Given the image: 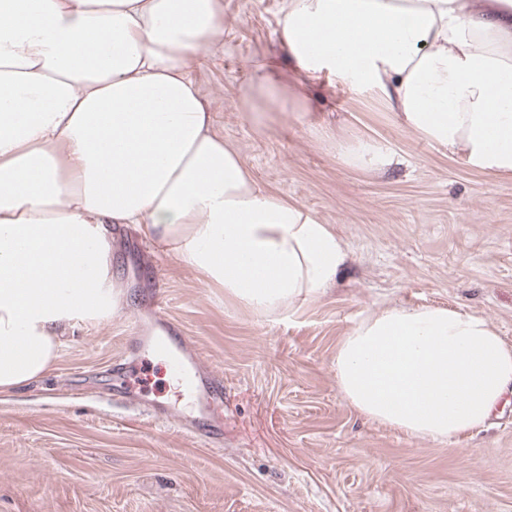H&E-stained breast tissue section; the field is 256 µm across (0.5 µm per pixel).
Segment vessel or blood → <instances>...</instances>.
<instances>
[{"instance_id":"b4317fda","label":"vessel or blood","mask_w":512,"mask_h":512,"mask_svg":"<svg viewBox=\"0 0 512 512\" xmlns=\"http://www.w3.org/2000/svg\"><path fill=\"white\" fill-rule=\"evenodd\" d=\"M154 313L155 322L151 327L135 323L131 350L165 352L171 360L173 372L187 381L199 408H206L211 401L222 398L223 378L202 369L197 351L185 336L179 335L177 326L165 318L162 307H155Z\"/></svg>"}]
</instances>
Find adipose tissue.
Returning a JSON list of instances; mask_svg holds the SVG:
<instances>
[{"label": "adipose tissue", "instance_id": "adipose-tissue-1", "mask_svg": "<svg viewBox=\"0 0 512 512\" xmlns=\"http://www.w3.org/2000/svg\"><path fill=\"white\" fill-rule=\"evenodd\" d=\"M223 27L222 0H0V394L38 381L69 330L124 302L113 228L136 227L262 318L335 282L336 234L263 189L214 129L191 67ZM279 36L298 84L262 62L251 96L299 104L339 77L431 145L512 176V0H283ZM336 148L368 172L395 159L373 139ZM333 367L357 412L441 444L512 392V346L462 309L368 312Z\"/></svg>", "mask_w": 512, "mask_h": 512}]
</instances>
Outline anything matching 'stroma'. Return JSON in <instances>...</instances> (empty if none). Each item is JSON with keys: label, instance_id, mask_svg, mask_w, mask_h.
Returning a JSON list of instances; mask_svg holds the SVG:
<instances>
[{"label": "stroma", "instance_id": "obj_1", "mask_svg": "<svg viewBox=\"0 0 512 512\" xmlns=\"http://www.w3.org/2000/svg\"><path fill=\"white\" fill-rule=\"evenodd\" d=\"M280 8L224 0V52L192 74L217 133L260 186L333 228L345 266L325 295L273 321L135 231L117 236L130 304L76 329L43 379L0 395V512H512V394L490 426L438 445L359 414L332 367L341 336L384 306L460 308L512 345V176L421 140L339 78L311 84L301 112L248 99L255 58L272 60L277 83L296 79ZM354 138L386 143L399 164H346L336 142ZM157 302L224 379L223 444L194 433L166 357L126 349ZM118 360L135 402L113 394Z\"/></svg>", "mask_w": 512, "mask_h": 512}]
</instances>
